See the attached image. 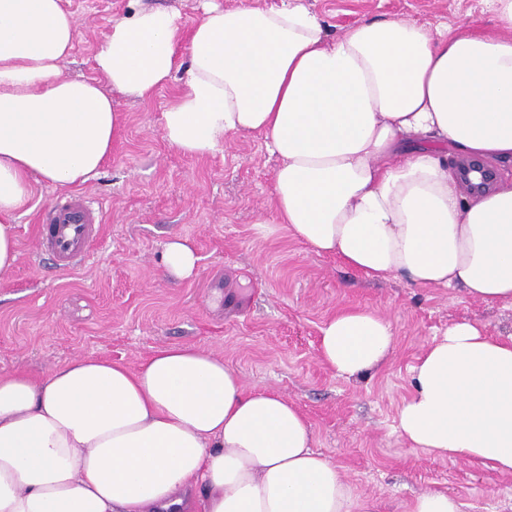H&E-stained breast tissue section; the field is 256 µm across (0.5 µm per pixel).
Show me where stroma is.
I'll use <instances>...</instances> for the list:
<instances>
[{
    "label": "stroma",
    "mask_w": 512,
    "mask_h": 512,
    "mask_svg": "<svg viewBox=\"0 0 512 512\" xmlns=\"http://www.w3.org/2000/svg\"><path fill=\"white\" fill-rule=\"evenodd\" d=\"M79 34L63 73L99 79L94 54L129 0H61ZM331 34L364 16L419 24L442 20L497 29L482 0H303ZM177 85L151 98H112L118 138L99 174L79 194L103 206V240L81 269L56 267L36 251V220L59 192L41 181L16 216L18 260L0 273V375L40 377L79 356L137 367L156 348L180 344L222 357L246 388H269L307 417L313 448L335 464L377 512H408L413 498L439 490L462 512H512V474L440 459L398 434L395 418L411 391L426 345L454 322L512 336V304L475 301L456 289L415 288L400 277L370 281L310 251L271 210L278 159L263 134L233 136L224 154L189 157L170 148L160 116ZM185 239L199 258L189 280L167 277L165 243ZM369 307L392 325L397 346L386 364L357 377L320 358L319 328L339 309Z\"/></svg>",
    "instance_id": "obj_1"
}]
</instances>
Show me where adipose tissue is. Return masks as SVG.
<instances>
[{
	"instance_id": "obj_1",
	"label": "adipose tissue",
	"mask_w": 512,
	"mask_h": 512,
	"mask_svg": "<svg viewBox=\"0 0 512 512\" xmlns=\"http://www.w3.org/2000/svg\"><path fill=\"white\" fill-rule=\"evenodd\" d=\"M498 29L363 17L331 35L303 0L178 12L130 0L94 56L104 83L69 79L78 35L61 0H0V271L14 219L44 180L98 175L120 128L112 92L182 87L162 137L192 157L258 132L279 165L275 223L370 280L464 288L512 302V177L462 184L479 160L512 167V0ZM376 310L322 325L319 352L355 377L394 350ZM411 447L512 474V338L459 322L413 368L397 413ZM203 487V498L194 490ZM0 512H375L282 394L246 389L223 358L158 348L136 368L78 357L33 379L0 375Z\"/></svg>"
}]
</instances>
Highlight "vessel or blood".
Segmentation results:
<instances>
[{"instance_id":"vessel-or-blood-1","label":"vessel or blood","mask_w":512,"mask_h":512,"mask_svg":"<svg viewBox=\"0 0 512 512\" xmlns=\"http://www.w3.org/2000/svg\"><path fill=\"white\" fill-rule=\"evenodd\" d=\"M103 217L77 194L57 195L39 218L41 251L49 253L58 268L74 270L90 260L100 240Z\"/></svg>"}]
</instances>
